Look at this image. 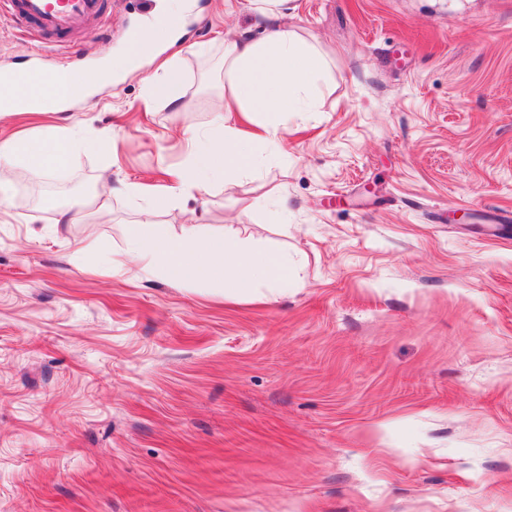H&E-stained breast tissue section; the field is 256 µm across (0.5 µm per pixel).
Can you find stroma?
I'll use <instances>...</instances> for the list:
<instances>
[{"instance_id": "1", "label": "stroma", "mask_w": 512, "mask_h": 512, "mask_svg": "<svg viewBox=\"0 0 512 512\" xmlns=\"http://www.w3.org/2000/svg\"><path fill=\"white\" fill-rule=\"evenodd\" d=\"M192 4L86 102L0 112V141L112 142L41 182L0 168V512H512V0ZM165 5L121 0L108 37L42 54L0 12V74L118 58ZM276 26L325 57L315 104L280 156L152 228L237 231L298 284L227 298L86 260L140 221L126 185L168 184L211 126L225 40ZM168 59L179 112L144 103Z\"/></svg>"}]
</instances>
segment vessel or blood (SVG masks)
<instances>
[{
	"label": "vessel or blood",
	"instance_id": "b4317fda",
	"mask_svg": "<svg viewBox=\"0 0 512 512\" xmlns=\"http://www.w3.org/2000/svg\"><path fill=\"white\" fill-rule=\"evenodd\" d=\"M11 19L40 50L66 47L94 34L112 12L113 0H0Z\"/></svg>",
	"mask_w": 512,
	"mask_h": 512
}]
</instances>
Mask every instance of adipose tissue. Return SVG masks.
Instances as JSON below:
<instances>
[{
    "label": "adipose tissue",
    "instance_id": "obj_1",
    "mask_svg": "<svg viewBox=\"0 0 512 512\" xmlns=\"http://www.w3.org/2000/svg\"><path fill=\"white\" fill-rule=\"evenodd\" d=\"M122 57L99 68L95 84H81L58 72L48 77L8 74L0 79V96L7 112H27L33 92L45 99V112L87 100L96 85L108 84L112 74L134 66ZM327 69L325 59L295 31L282 27L262 38H236L224 43V89L210 132L185 133L188 153L173 182L156 189L131 184L127 193L145 200V213L168 209L182 196L201 189L218 176H237L255 168L268 147L279 144L289 113L302 111ZM147 99L173 111L184 106V87L176 64L164 65L162 74L147 83ZM97 148L109 150L105 141L87 142L78 135H61L57 128L41 129L38 139L0 141V166L25 164L34 178L58 167L78 164L81 155ZM115 265H133L161 273L175 284L196 282L222 290L225 296L253 295L259 286H287L298 279V269L287 253L239 236L202 238L197 225L179 234L155 232L146 224L130 225L127 246Z\"/></svg>",
    "mask_w": 512,
    "mask_h": 512
}]
</instances>
